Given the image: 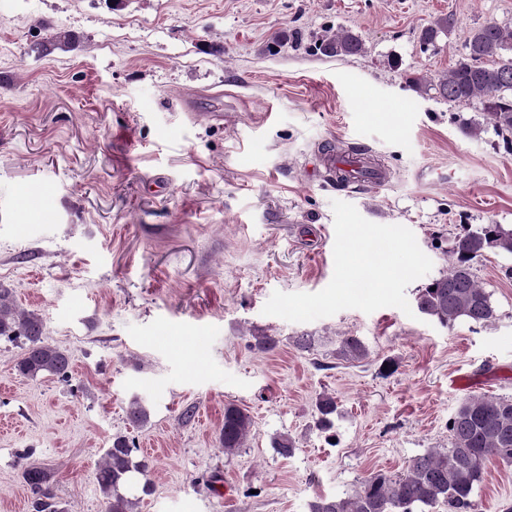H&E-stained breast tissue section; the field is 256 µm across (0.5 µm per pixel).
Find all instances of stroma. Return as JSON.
I'll use <instances>...</instances> for the list:
<instances>
[{
    "mask_svg": "<svg viewBox=\"0 0 512 512\" xmlns=\"http://www.w3.org/2000/svg\"><path fill=\"white\" fill-rule=\"evenodd\" d=\"M488 22L512 28V0H0V284L71 361L68 378H28L0 340V512H30L28 466L68 512H107L96 472L118 435L150 465L133 512H310L447 447L468 395L512 398V254L474 266L491 323L447 327L416 303L463 226L512 227V144L463 133L479 104L409 82L438 79ZM59 28L75 47L31 52ZM341 30L365 52L317 51ZM353 143L383 186L313 175L325 146ZM45 186L47 221L20 205ZM344 336L367 358L338 359ZM230 402L252 419L232 456ZM475 498L512 512V465L490 460Z\"/></svg>",
    "mask_w": 512,
    "mask_h": 512,
    "instance_id": "obj_1",
    "label": "stroma"
}]
</instances>
